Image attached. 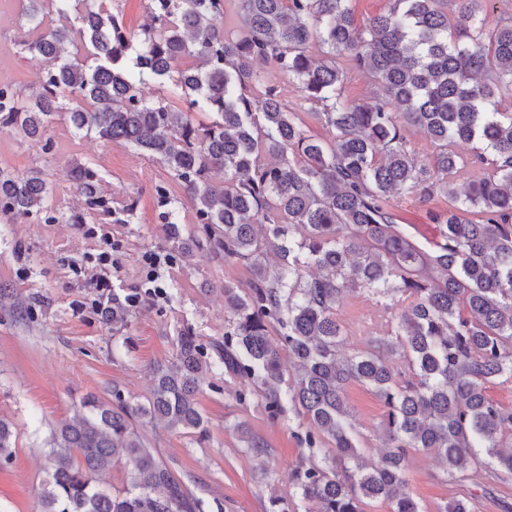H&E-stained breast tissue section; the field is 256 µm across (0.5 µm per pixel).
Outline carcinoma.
<instances>
[{"mask_svg": "<svg viewBox=\"0 0 512 512\" xmlns=\"http://www.w3.org/2000/svg\"><path fill=\"white\" fill-rule=\"evenodd\" d=\"M234 2L236 33L224 27L226 0H150L139 32L107 0H27L29 35L14 50L42 58L44 72L29 95L0 82V132L50 150L52 119L65 112L73 135L142 152L180 188L155 187L173 247L188 256L204 245L251 272L242 294L224 284V344L206 347L179 329L175 361L155 367L146 401L114 386L112 401L85 398L81 416L53 431L42 512H204L134 423L205 433L196 396L213 367L240 381L239 403L255 395L271 421L291 411L308 422L298 436L307 456L288 469V500L273 497L272 512L295 498L317 512H366L368 500L422 512L409 490L413 454L432 456L457 483L477 470L511 483L512 407L486 387L512 384V112L498 107L512 96V20L490 25L482 0H389L361 30L349 0ZM343 55L372 78L374 101L346 98ZM259 60L297 83L330 138L307 133L277 82L255 70ZM404 125L430 135V163L407 149ZM474 140L489 154L463 159L456 145ZM468 164L484 174L462 189L455 175ZM69 178L90 213L129 223L89 163L74 160ZM404 193L452 204L429 212L438 236L428 249L396 224L392 199ZM183 207L200 224L189 239L178 228ZM32 218L86 223L54 209L42 169L0 167V223ZM360 292L397 313L386 335L347 352L338 308ZM102 314L116 333L130 305L114 297ZM353 383L384 407L385 448L372 456L348 404ZM17 437L0 418V463ZM241 440L268 462L261 438ZM121 458L126 484L101 485Z\"/></svg>", "mask_w": 512, "mask_h": 512, "instance_id": "obj_1", "label": "carcinoma"}]
</instances>
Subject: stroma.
<instances>
[{
	"label": "stroma",
	"instance_id": "1",
	"mask_svg": "<svg viewBox=\"0 0 512 512\" xmlns=\"http://www.w3.org/2000/svg\"><path fill=\"white\" fill-rule=\"evenodd\" d=\"M22 14L21 0H0V80L27 87L38 81L43 62L10 49L25 33ZM52 137L48 151L20 133H0V167L44 169L54 183V204L64 213L84 208L79 189L64 176L76 158L103 175L102 188L113 206L136 200L129 223L107 226L122 244L112 271L113 293L124 297L138 289L147 253L166 256L171 265L164 270L163 296L131 308L127 327L116 334L93 306V271L83 265L88 255L102 249L101 237L88 235L83 224H0V284L14 294L0 301V417L19 432L12 461L0 466V512H40L39 492L49 470L47 441L53 429L76 416L87 395L108 400L117 387L125 396L144 400L154 366L173 362L183 325H190L204 345L223 342L222 288L229 283L243 292L250 279L246 265L225 262L210 250L187 258L172 250L156 219L154 187L168 179L158 163L119 143L73 136L62 112L54 119ZM447 208V198L440 195L426 203L405 195L397 198L394 212L404 232L424 247L438 234L428 211ZM17 298L31 302L29 319H16ZM338 315L349 338L361 346L380 335L384 323L374 300L362 294L347 296ZM200 384L197 402L206 419L205 434L144 420L137 424L138 433L205 501L206 512H269L271 497L288 493L287 472L301 459L296 435L305 429V420L290 413L275 424L260 400L238 403L234 393L239 383L223 369L205 372ZM347 397L367 444L382 449L381 402L359 385L350 386ZM245 430L268 445L273 474H264L246 454L241 441ZM407 476L423 512H437L460 495L471 497L475 512H503V503H512V485L489 495L482 472L460 485L444 481L437 462L427 455L411 457Z\"/></svg>",
	"mask_w": 512,
	"mask_h": 512
}]
</instances>
